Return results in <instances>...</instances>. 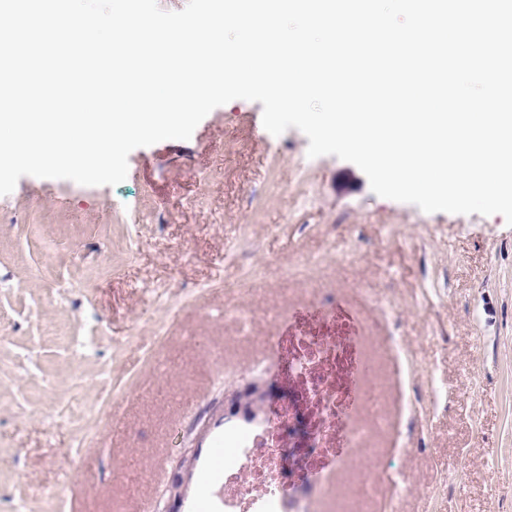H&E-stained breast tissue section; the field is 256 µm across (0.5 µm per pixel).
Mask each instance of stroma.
<instances>
[{
	"label": "stroma",
	"instance_id": "1",
	"mask_svg": "<svg viewBox=\"0 0 512 512\" xmlns=\"http://www.w3.org/2000/svg\"><path fill=\"white\" fill-rule=\"evenodd\" d=\"M262 109L237 99L134 149L115 186L24 176L0 196V512H163L199 421L265 377L263 345L317 318L325 288L365 382L389 381L388 336L409 348L416 414L367 441L411 449L399 512H512V226L379 197ZM304 256L307 280L285 277ZM335 491L334 512L387 494L342 473Z\"/></svg>",
	"mask_w": 512,
	"mask_h": 512
}]
</instances>
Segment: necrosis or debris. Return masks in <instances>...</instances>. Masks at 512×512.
<instances>
[{
    "label": "necrosis or debris",
    "mask_w": 512,
    "mask_h": 512,
    "mask_svg": "<svg viewBox=\"0 0 512 512\" xmlns=\"http://www.w3.org/2000/svg\"><path fill=\"white\" fill-rule=\"evenodd\" d=\"M316 320L302 321L274 337L268 357L286 387L266 402L261 417L247 423L214 496L219 512H313V492H329V473L348 466L362 475V492L386 479L397 492L409 487L399 467L365 463L368 426L383 422V395L360 381L361 338L329 292ZM371 425L351 424L357 410Z\"/></svg>",
    "instance_id": "obj_1"
}]
</instances>
